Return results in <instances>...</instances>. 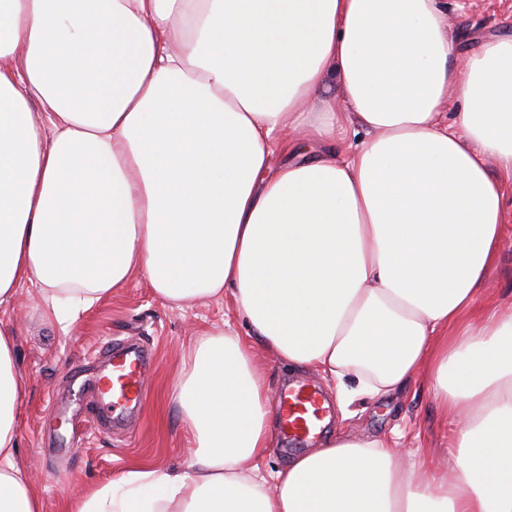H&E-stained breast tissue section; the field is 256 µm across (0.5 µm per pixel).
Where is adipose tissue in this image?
<instances>
[{"instance_id": "obj_1", "label": "adipose tissue", "mask_w": 512, "mask_h": 512, "mask_svg": "<svg viewBox=\"0 0 512 512\" xmlns=\"http://www.w3.org/2000/svg\"><path fill=\"white\" fill-rule=\"evenodd\" d=\"M511 183L512 35L461 54L443 0H0V309L29 284L65 329L141 276L240 321L179 371L185 467L75 512H512V304L469 318ZM245 334L344 407L427 369L452 474L332 434L260 478L272 389ZM20 397L0 328V512H42Z\"/></svg>"}]
</instances>
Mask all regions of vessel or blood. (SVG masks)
<instances>
[{"mask_svg":"<svg viewBox=\"0 0 512 512\" xmlns=\"http://www.w3.org/2000/svg\"><path fill=\"white\" fill-rule=\"evenodd\" d=\"M146 369L139 356L127 353L112 361V373L99 383V391L109 410L140 404L146 395ZM282 426L295 436L317 431L323 419L318 394L306 384L288 389L281 397Z\"/></svg>","mask_w":512,"mask_h":512,"instance_id":"1","label":"vessel or blood"}]
</instances>
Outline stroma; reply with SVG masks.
Listing matches in <instances>:
<instances>
[{
    "mask_svg": "<svg viewBox=\"0 0 512 512\" xmlns=\"http://www.w3.org/2000/svg\"><path fill=\"white\" fill-rule=\"evenodd\" d=\"M449 10L451 32L462 53L492 34H512V0H461ZM485 297L512 302V187L507 190L504 236L496 267L484 285ZM229 297L182 308L158 297L145 278L131 279L108 300L82 312L69 330L47 314L35 288H18L0 319L17 331L15 363L23 390L15 461L28 469L43 512H72L75 501L132 467L164 470L185 465L192 440L171 398L176 374L195 340L223 331L233 319ZM275 394L290 383L318 389L328 404L325 433L362 438L396 436L399 447L448 455L452 426L441 416L425 374L401 392L355 403V416L342 417L334 386L313 368H290L260 342L245 337ZM143 347L149 356L147 399L135 417L113 426L97 414L96 383L108 365L106 346Z\"/></svg>",
    "mask_w": 512,
    "mask_h": 512,
    "instance_id": "stroma-1",
    "label": "stroma"
}]
</instances>
